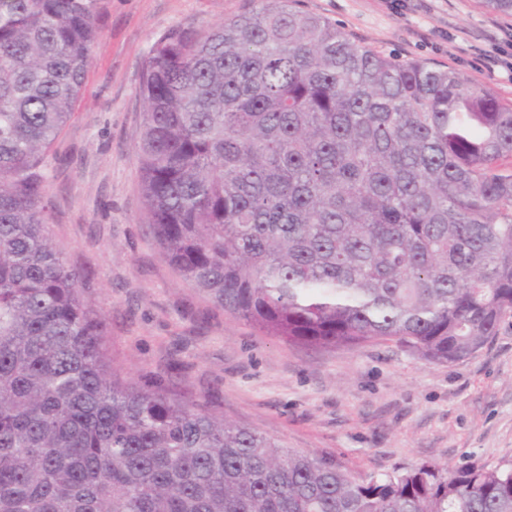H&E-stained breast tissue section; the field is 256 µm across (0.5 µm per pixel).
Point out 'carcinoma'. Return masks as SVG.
Segmentation results:
<instances>
[{
	"instance_id": "1",
	"label": "carcinoma",
	"mask_w": 512,
	"mask_h": 512,
	"mask_svg": "<svg viewBox=\"0 0 512 512\" xmlns=\"http://www.w3.org/2000/svg\"><path fill=\"white\" fill-rule=\"evenodd\" d=\"M97 2L0 0V512H512L511 461L358 480L118 376L42 173ZM264 2L144 59L136 152L161 255L270 336L472 356L512 316V102Z\"/></svg>"
}]
</instances>
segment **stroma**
<instances>
[{
  "label": "stroma",
  "instance_id": "35a3bbf8",
  "mask_svg": "<svg viewBox=\"0 0 512 512\" xmlns=\"http://www.w3.org/2000/svg\"><path fill=\"white\" fill-rule=\"evenodd\" d=\"M356 44L455 69L512 101V16L484 0H298ZM261 0H99L72 119L44 166L48 230L91 282L112 360L353 476L512 461V317L472 357L431 363L394 343L313 348L214 308L164 260L146 223L136 144L144 57L173 29L207 30Z\"/></svg>",
  "mask_w": 512,
  "mask_h": 512
}]
</instances>
